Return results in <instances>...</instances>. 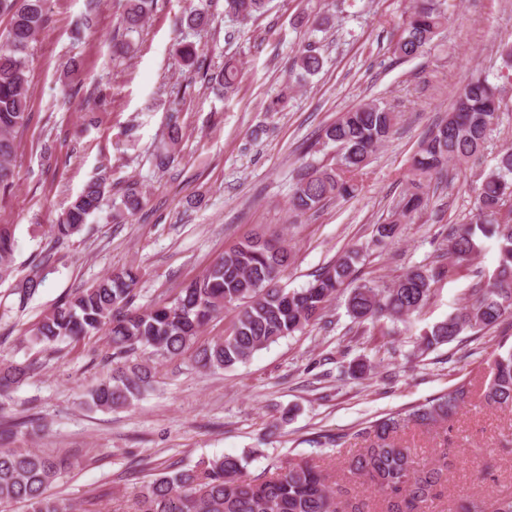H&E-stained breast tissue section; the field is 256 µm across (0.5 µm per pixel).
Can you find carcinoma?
Listing matches in <instances>:
<instances>
[{"label": "carcinoma", "instance_id": "1", "mask_svg": "<svg viewBox=\"0 0 512 512\" xmlns=\"http://www.w3.org/2000/svg\"><path fill=\"white\" fill-rule=\"evenodd\" d=\"M127 32L142 27L152 0H116ZM45 0H0V13L10 16L0 36V190L13 186L12 161L16 137L28 120L29 50L44 24ZM268 0H224L227 16L248 20L267 11ZM448 22L433 0H418L406 13L393 54L400 59L421 53ZM182 23L194 32L209 25L205 9L189 7ZM324 58L313 44L293 60L297 78L317 75ZM239 69L227 59L215 79L229 94L236 88ZM502 89L485 77L471 79L458 93L442 120L416 152L410 188L391 210V218L376 225V242H394L397 225L408 224L427 205L424 182L449 164L462 169L485 148L488 131L503 111ZM395 115L382 102L371 101L343 112L320 134V144L336 146L335 165H307L293 189L288 210L298 219L320 209L333 198L351 197L358 189L354 176L389 137ZM171 136L155 155L156 166L173 162L180 124L171 116ZM107 178L89 180L50 225L48 240L29 263V272L15 277L14 224H0V281L13 280L20 305L43 285L55 262L57 248L80 233L99 211L108 193ZM474 211L469 221L449 233L448 255L455 264L472 261L487 240L498 248V264L486 281H478L456 312L420 334L425 353L449 344L463 334L479 336L512 319V222H501L499 211L512 199V147L501 149L495 165L480 174L473 188ZM147 204L145 195L130 186L116 205L119 216L132 217ZM293 255L283 244L256 233L224 251L201 275L185 283L165 301L152 307H133L140 269L125 266L87 288L61 299L31 330L29 342L52 354L58 345L104 333L112 348V373L86 394V404L102 410L129 407L153 379L152 357H189L208 370L243 364L257 351L320 323L325 309L346 294V312L363 325L382 317L403 321L428 303L433 285L450 272L445 266L414 268L385 288L359 282L361 253L347 251L326 266L304 288L279 285ZM233 306L237 313L230 329L201 343L205 329ZM32 365L0 364V398L23 385ZM472 383L459 381L448 390L406 411L391 412L357 429L364 442L346 463V471L369 482L386 502L385 512H429L433 490L443 481L444 469L427 465L397 442L398 434L414 426L442 427L473 400ZM481 398L496 410L512 411V344L501 341L494 354L490 378ZM248 458L223 455L193 467L167 471L135 492V512H365L349 508L342 490L306 458H293L262 481L246 479ZM69 458L32 448L0 449V504L23 503L27 512H72V507L45 495L70 468Z\"/></svg>", "mask_w": 512, "mask_h": 512}]
</instances>
